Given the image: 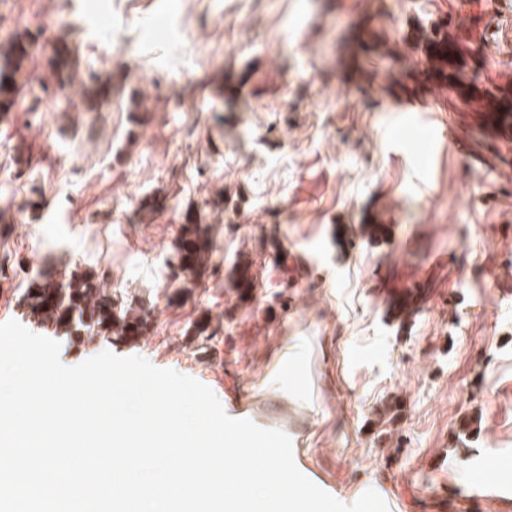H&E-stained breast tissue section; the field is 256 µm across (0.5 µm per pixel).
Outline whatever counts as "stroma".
<instances>
[{"label":"stroma","mask_w":512,"mask_h":512,"mask_svg":"<svg viewBox=\"0 0 512 512\" xmlns=\"http://www.w3.org/2000/svg\"><path fill=\"white\" fill-rule=\"evenodd\" d=\"M19 32L39 77L0 115V323L67 366L107 349L208 385L343 503L475 512L481 475L485 512H512V288L484 286L512 270V112L483 108L512 79V4L0 0V40ZM60 39L78 62L46 88ZM406 98L468 152L418 173L390 145ZM190 210L214 251L195 275ZM74 271L146 333L35 320L31 287Z\"/></svg>","instance_id":"1"}]
</instances>
